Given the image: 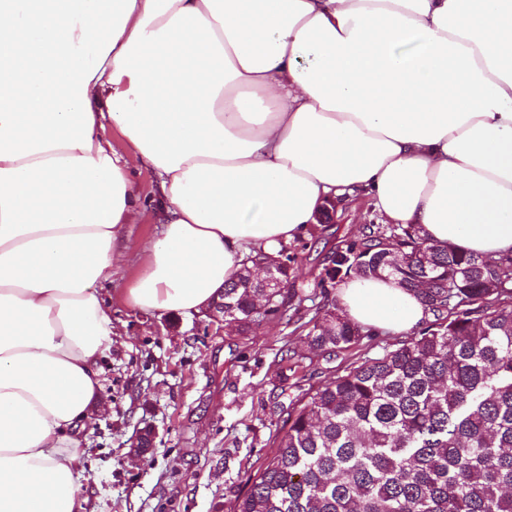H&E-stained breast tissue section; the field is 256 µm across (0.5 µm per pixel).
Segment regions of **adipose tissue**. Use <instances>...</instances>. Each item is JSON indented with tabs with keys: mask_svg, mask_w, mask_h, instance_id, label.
I'll return each mask as SVG.
<instances>
[{
	"mask_svg": "<svg viewBox=\"0 0 512 512\" xmlns=\"http://www.w3.org/2000/svg\"><path fill=\"white\" fill-rule=\"evenodd\" d=\"M122 143L114 145L110 135ZM201 313L247 257L362 193L390 224L512 250V0H0V512H84L112 304ZM359 325L426 310L342 284Z\"/></svg>",
	"mask_w": 512,
	"mask_h": 512,
	"instance_id": "adipose-tissue-1",
	"label": "adipose tissue"
}]
</instances>
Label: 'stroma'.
Listing matches in <instances>:
<instances>
[{
    "mask_svg": "<svg viewBox=\"0 0 512 512\" xmlns=\"http://www.w3.org/2000/svg\"><path fill=\"white\" fill-rule=\"evenodd\" d=\"M379 221L365 196L336 201L330 223L310 225L290 246L297 255L295 289L312 292L343 237L359 238ZM129 230L128 261L103 289L112 299L115 342L101 362V408L83 441L86 512H234L249 478L274 453L291 400L401 337L375 331L327 358L307 342L312 313L305 309L289 321L266 320L245 336L224 330L215 311L131 310L123 291L159 226L149 211ZM285 354L301 361L286 376ZM146 428L152 446L139 456L130 443Z\"/></svg>",
    "mask_w": 512,
    "mask_h": 512,
    "instance_id": "stroma-1",
    "label": "stroma"
}]
</instances>
